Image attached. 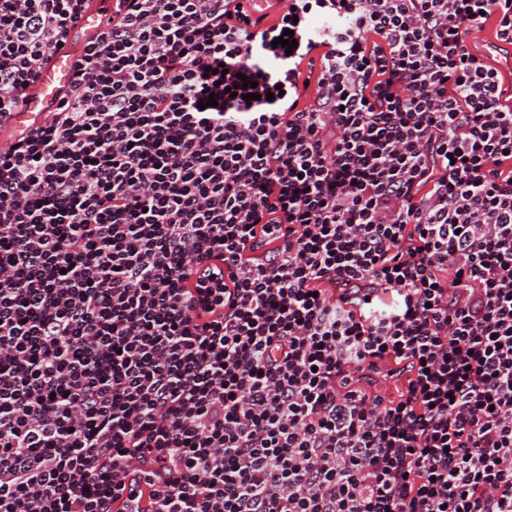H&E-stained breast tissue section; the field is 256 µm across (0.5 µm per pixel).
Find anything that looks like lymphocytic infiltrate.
Masks as SVG:
<instances>
[{
    "mask_svg": "<svg viewBox=\"0 0 512 512\" xmlns=\"http://www.w3.org/2000/svg\"><path fill=\"white\" fill-rule=\"evenodd\" d=\"M90 2L0 0V130ZM490 21L512 46V0H114L0 151V512H512Z\"/></svg>",
    "mask_w": 512,
    "mask_h": 512,
    "instance_id": "1",
    "label": "lymphocytic infiltrate"
}]
</instances>
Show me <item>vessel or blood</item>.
Returning <instances> with one entry per match:
<instances>
[{"mask_svg": "<svg viewBox=\"0 0 512 512\" xmlns=\"http://www.w3.org/2000/svg\"><path fill=\"white\" fill-rule=\"evenodd\" d=\"M73 74V60L67 49L55 51L45 66L41 80L14 114L11 127L21 132L32 121L45 119L56 97L59 85L66 83Z\"/></svg>", "mask_w": 512, "mask_h": 512, "instance_id": "vessel-or-blood-1", "label": "vessel or blood"}]
</instances>
